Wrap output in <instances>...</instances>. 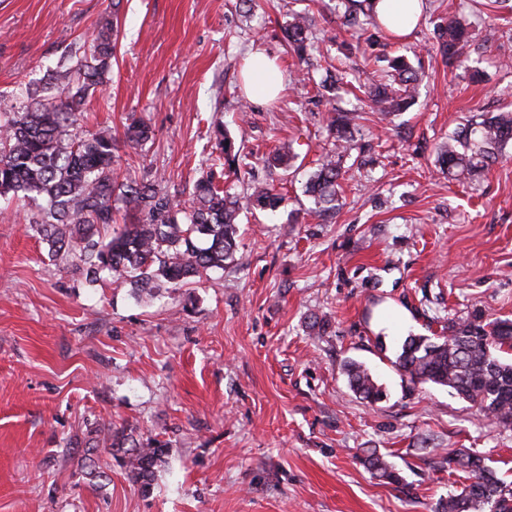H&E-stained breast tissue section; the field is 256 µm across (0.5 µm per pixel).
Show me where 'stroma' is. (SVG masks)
Wrapping results in <instances>:
<instances>
[{
  "label": "stroma",
  "instance_id": "stroma-1",
  "mask_svg": "<svg viewBox=\"0 0 512 512\" xmlns=\"http://www.w3.org/2000/svg\"><path fill=\"white\" fill-rule=\"evenodd\" d=\"M294 11L333 64L358 62L362 83L400 52L369 46L331 0H0V99L43 86L117 18L111 80L90 96L83 129H109L132 174L163 173L176 190L207 169V130L220 122L287 196L279 211L241 213L234 262L141 302L129 285L62 272L27 229L26 203L0 200V512H438L460 486L435 466L443 448L476 452L512 481V427L394 364L408 334L436 336L477 312L512 320V143L467 181L437 162L459 127L512 109V12L426 0V22L466 26L470 68L448 69L409 33L402 45L425 76L414 104L383 120L348 80L330 104L322 69L294 80L283 37ZM251 51L283 75L275 102L247 99L239 66ZM332 105L356 120L336 215L321 224L303 189L331 148ZM132 117L154 132L133 157L122 140ZM284 143L293 167L267 166ZM349 361L383 387L380 402L351 389ZM107 428L166 444L150 485L102 447L92 474L86 447ZM371 449L401 483L368 472Z\"/></svg>",
  "mask_w": 512,
  "mask_h": 512
}]
</instances>
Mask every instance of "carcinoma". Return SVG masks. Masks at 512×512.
Instances as JSON below:
<instances>
[{"instance_id":"cac0c4a2","label":"carcinoma","mask_w":512,"mask_h":512,"mask_svg":"<svg viewBox=\"0 0 512 512\" xmlns=\"http://www.w3.org/2000/svg\"><path fill=\"white\" fill-rule=\"evenodd\" d=\"M116 28L105 21L83 55L62 57L47 75L45 94L27 89L0 107V198L27 200L28 228L48 245L50 256H67L81 266L89 286H96L106 273L115 283L130 284L134 296L144 299L163 285L181 288L234 261L242 205L275 212L284 196L274 185L249 178L251 172L240 167L234 140L221 126L214 129L216 160L224 161L235 181L246 184L243 197L231 186H220L211 170L197 178L185 203L158 174L146 180L120 176L112 136L79 129L88 96L109 81ZM284 33L299 57L306 59L318 50L307 14L294 13ZM434 35L451 65L469 69L462 52L468 32L459 19L437 25ZM389 65L388 81L370 87L368 95L378 111L401 112L414 102L420 74L403 56L392 58ZM351 127L349 113H332L326 132L336 149L350 148ZM151 138L152 129L142 119H132L124 131L125 146L135 154ZM511 141L512 113L500 112L453 136L439 149L440 167L451 177L464 178L478 165L496 162ZM295 158L283 146L268 163L287 168ZM345 175L336 155L320 160L305 183L304 194L313 203L309 215L321 218L336 209ZM122 210L132 213V223H117ZM511 353L512 321L476 316L449 324L448 335L434 341L408 336L396 364L410 383L448 387L478 412L512 427ZM344 370L362 399L374 403L382 398L380 386L362 364L349 361ZM100 446L124 453L131 473L145 485L166 453L164 445L141 448L132 436L110 429L87 452ZM442 463L465 474L468 484L448 496L441 512H512V484L500 479L483 457L458 449L442 457ZM364 465L391 483L400 481L376 452L365 457Z\"/></svg>"}]
</instances>
